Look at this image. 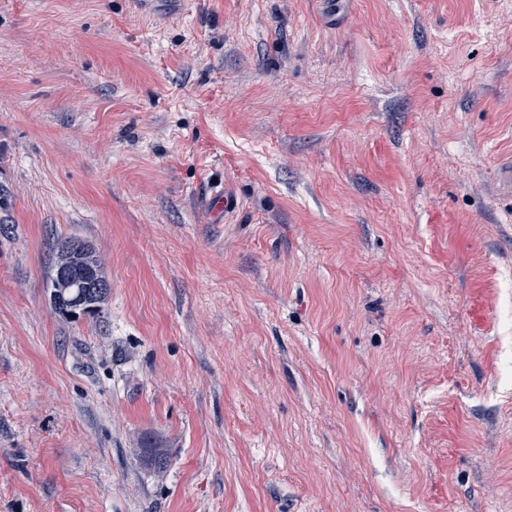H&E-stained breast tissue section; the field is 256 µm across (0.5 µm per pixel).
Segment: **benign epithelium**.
<instances>
[{"label": "benign epithelium", "mask_w": 512, "mask_h": 512, "mask_svg": "<svg viewBox=\"0 0 512 512\" xmlns=\"http://www.w3.org/2000/svg\"><path fill=\"white\" fill-rule=\"evenodd\" d=\"M92 254V248L84 244L67 242L59 248L47 282L53 308L89 310L91 304L107 297L109 281L98 270Z\"/></svg>", "instance_id": "7a95c632"}]
</instances>
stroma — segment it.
I'll return each instance as SVG.
<instances>
[{
	"label": "stroma",
	"instance_id": "stroma-1",
	"mask_svg": "<svg viewBox=\"0 0 512 512\" xmlns=\"http://www.w3.org/2000/svg\"><path fill=\"white\" fill-rule=\"evenodd\" d=\"M511 159L512 0H0V512H512ZM205 204L215 220H217L222 214L226 216L229 212L233 211L236 208L237 200L224 187V189H210L205 196ZM74 254H83L76 263L69 262ZM93 250L88 245L64 243L58 250L47 288L50 291L52 307H64L75 312H84L98 305L110 291L109 281L98 270L92 258ZM92 300V301H91ZM95 310H90L89 314Z\"/></svg>",
	"mask_w": 512,
	"mask_h": 512
}]
</instances>
